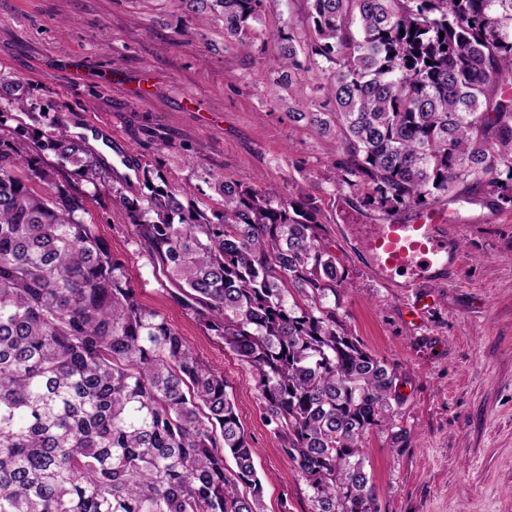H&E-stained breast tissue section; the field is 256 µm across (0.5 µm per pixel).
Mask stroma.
Returning a JSON list of instances; mask_svg holds the SVG:
<instances>
[{
    "mask_svg": "<svg viewBox=\"0 0 512 512\" xmlns=\"http://www.w3.org/2000/svg\"><path fill=\"white\" fill-rule=\"evenodd\" d=\"M305 13V0H266L243 52L225 42L214 17L195 21L196 37H182L175 0H0V76L20 79L44 111L37 123L5 118L0 135L46 132L55 121L79 136L106 128L111 142L94 145L104 158L120 143L140 171L198 188L203 207L219 200L210 187L219 174L274 185L288 198L314 195L319 233L346 273L336 291L341 324L398 368L396 427L406 441L392 446L383 428L364 447L379 512H512V209L495 210L484 191L459 185L450 207L469 222L456 282L408 277L396 287L376 278L348 225L387 216L334 182L336 138L289 117L320 111L317 80L299 95L265 65L278 32L306 40ZM58 179L80 194L84 221L125 261L141 303L223 374L256 450L266 512H310L306 482L265 426L249 369L152 277L120 203L141 180L110 172L94 186L68 167ZM418 299L429 304L420 320L410 313Z\"/></svg>",
    "mask_w": 512,
    "mask_h": 512,
    "instance_id": "35a3bbf8",
    "label": "stroma"
}]
</instances>
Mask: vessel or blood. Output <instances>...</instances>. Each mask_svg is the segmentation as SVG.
I'll use <instances>...</instances> for the list:
<instances>
[{
  "mask_svg": "<svg viewBox=\"0 0 512 512\" xmlns=\"http://www.w3.org/2000/svg\"><path fill=\"white\" fill-rule=\"evenodd\" d=\"M466 222L458 213L438 210L411 220L363 225L374 274H441L458 267L450 251Z\"/></svg>",
  "mask_w": 512,
  "mask_h": 512,
  "instance_id": "vessel-or-blood-1",
  "label": "vessel or blood"
}]
</instances>
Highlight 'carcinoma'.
I'll list each match as a JSON object with an SVG mask.
<instances>
[{"label":"carcinoma","instance_id":"obj_1","mask_svg":"<svg viewBox=\"0 0 512 512\" xmlns=\"http://www.w3.org/2000/svg\"><path fill=\"white\" fill-rule=\"evenodd\" d=\"M313 38L276 34L269 70L316 72L338 185L391 215L458 184L512 209V0H305ZM264 0H176L243 51ZM0 77V119H35ZM92 185L103 158L62 124L0 136V512H265L253 445L224 375L144 307L125 263L45 159ZM42 190L31 187L32 180ZM120 196L175 302L248 366L262 419L303 475L310 512H370L363 443L394 424L396 368L339 327L344 282L316 198L215 178L217 209L157 173Z\"/></svg>","mask_w":512,"mask_h":512}]
</instances>
